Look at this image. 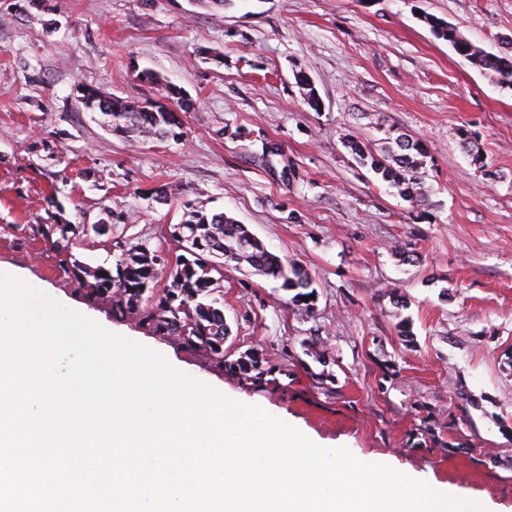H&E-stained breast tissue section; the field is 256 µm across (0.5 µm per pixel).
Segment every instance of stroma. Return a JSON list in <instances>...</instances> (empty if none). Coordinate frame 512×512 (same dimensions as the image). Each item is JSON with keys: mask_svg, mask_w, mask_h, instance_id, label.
<instances>
[{"mask_svg": "<svg viewBox=\"0 0 512 512\" xmlns=\"http://www.w3.org/2000/svg\"><path fill=\"white\" fill-rule=\"evenodd\" d=\"M427 14L489 52L512 39V0H0V273L323 446L512 512V89ZM81 85L184 104L180 136L109 131ZM401 134L425 150L416 203L348 146L380 157ZM191 207L244 224L312 280L304 312L279 281L224 270L225 347L259 350L277 384L89 301L39 234L107 222L111 236L73 255L111 267L128 244L171 251ZM405 243L416 260L397 255Z\"/></svg>", "mask_w": 512, "mask_h": 512, "instance_id": "stroma-1", "label": "stroma"}]
</instances>
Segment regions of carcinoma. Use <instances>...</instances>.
Instances as JSON below:
<instances>
[{"instance_id":"cac0c4a2","label":"carcinoma","mask_w":512,"mask_h":512,"mask_svg":"<svg viewBox=\"0 0 512 512\" xmlns=\"http://www.w3.org/2000/svg\"><path fill=\"white\" fill-rule=\"evenodd\" d=\"M427 24L440 38L455 42L457 29L440 23L432 16ZM472 64L494 75L501 84L512 87V47L499 54L487 53L474 46L469 54ZM79 102L87 110L97 112L102 124L120 135L145 134L165 137L178 126L177 113L164 107L155 108L123 99L106 97L91 86H79ZM395 148L388 158L368 155L355 141L352 152L363 165L399 189V193L414 200L421 196L424 155L419 141L405 135L394 140ZM184 234L199 244L196 255L176 257L175 264L142 244H133L123 251L115 267H88L60 260L65 273L78 279L91 301L108 302L112 310L131 315L151 325L162 335L172 336L192 351H204L218 363L254 386L274 383L273 368L265 367L254 350L227 360L224 336L228 331L224 320V267L247 266L252 272L281 281V288L293 292L290 303L310 309L315 289L304 270L285 263L270 252L243 224L224 213L208 214L202 209L185 213L181 222ZM40 235L51 243L57 255L72 256L77 238L86 235L83 225L42 224ZM167 284L155 290L158 279Z\"/></svg>"}]
</instances>
